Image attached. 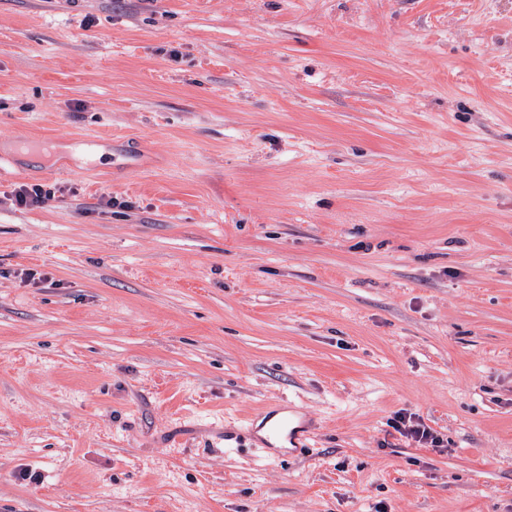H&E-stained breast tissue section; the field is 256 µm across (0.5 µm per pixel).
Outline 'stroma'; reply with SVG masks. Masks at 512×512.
<instances>
[{
  "label": "stroma",
  "instance_id": "1",
  "mask_svg": "<svg viewBox=\"0 0 512 512\" xmlns=\"http://www.w3.org/2000/svg\"><path fill=\"white\" fill-rule=\"evenodd\" d=\"M0 512H512V0H0ZM392 427L402 436L413 439L418 443L436 446L439 442L431 429L420 418L412 414L399 413L393 419Z\"/></svg>",
  "mask_w": 512,
  "mask_h": 512
}]
</instances>
